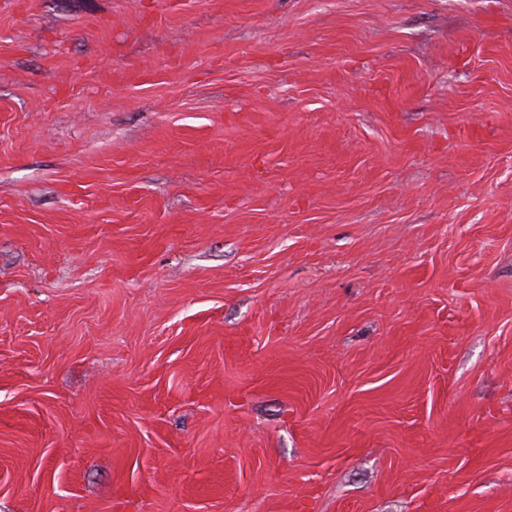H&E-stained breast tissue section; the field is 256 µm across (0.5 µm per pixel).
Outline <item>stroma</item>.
<instances>
[{"mask_svg":"<svg viewBox=\"0 0 512 512\" xmlns=\"http://www.w3.org/2000/svg\"><path fill=\"white\" fill-rule=\"evenodd\" d=\"M0 512H512V0H0Z\"/></svg>","mask_w":512,"mask_h":512,"instance_id":"35a3bbf8","label":"stroma"}]
</instances>
